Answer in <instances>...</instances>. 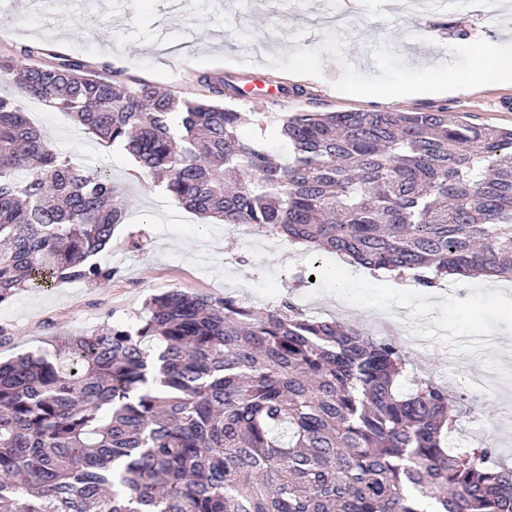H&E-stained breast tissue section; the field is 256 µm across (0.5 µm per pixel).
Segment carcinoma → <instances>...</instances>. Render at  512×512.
<instances>
[{
    "label": "carcinoma",
    "instance_id": "carcinoma-1",
    "mask_svg": "<svg viewBox=\"0 0 512 512\" xmlns=\"http://www.w3.org/2000/svg\"><path fill=\"white\" fill-rule=\"evenodd\" d=\"M0 56V76L165 176L178 204L394 279L512 277V128L428 111L251 113L207 73L193 99L103 63ZM125 219L104 168L61 155L0 97V303L114 271L90 258ZM391 338L171 290L133 330L105 323L0 363V512H512L488 438L448 448L457 402L399 383Z\"/></svg>",
    "mask_w": 512,
    "mask_h": 512
}]
</instances>
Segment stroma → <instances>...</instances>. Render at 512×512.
<instances>
[{
  "label": "stroma",
  "mask_w": 512,
  "mask_h": 512,
  "mask_svg": "<svg viewBox=\"0 0 512 512\" xmlns=\"http://www.w3.org/2000/svg\"><path fill=\"white\" fill-rule=\"evenodd\" d=\"M331 0H24L12 9L0 0V55L25 45L102 64L116 62L126 75L197 94L194 76L206 72L234 82L244 95L229 98L236 110L276 112L383 111L385 102L357 87L422 79V59L445 66L459 83L472 68L458 31L496 40L512 53V9L493 17L463 12L399 14L392 0H359L342 27L324 23ZM306 53L312 75L297 72ZM302 95H295V88ZM440 105L470 122L512 127V86L480 92L425 95L400 109ZM28 118L64 155L84 163L106 158L113 180L127 188V219L97 262L112 267L110 286L53 283L19 290L0 305V360L49 352L56 337L104 323L137 326L153 296L184 289L212 297L232 295L257 308L289 298L309 315L358 325L398 341L409 376L430 378L450 396H467L471 410L448 442L474 447L493 437L512 462V280L449 279L430 291L407 287L339 256L290 255L277 238L242 225L229 228L179 207L134 159L106 150L65 112L34 98L23 101ZM321 266L314 284L293 275Z\"/></svg>",
  "instance_id": "obj_1"
}]
</instances>
